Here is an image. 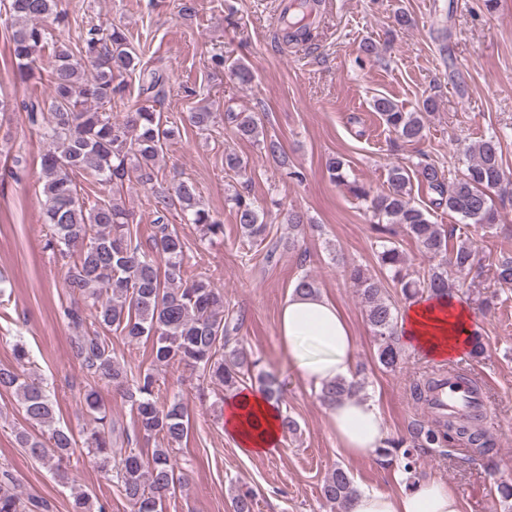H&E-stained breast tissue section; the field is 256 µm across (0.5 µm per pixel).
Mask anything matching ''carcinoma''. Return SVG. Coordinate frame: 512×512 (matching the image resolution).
Masks as SVG:
<instances>
[{
  "label": "carcinoma",
  "instance_id": "cac0c4a2",
  "mask_svg": "<svg viewBox=\"0 0 512 512\" xmlns=\"http://www.w3.org/2000/svg\"><path fill=\"white\" fill-rule=\"evenodd\" d=\"M317 0H294L289 13L280 16L282 43L307 46L316 39ZM61 0H5L4 8L13 20L11 55L19 78L26 82L34 77L40 57L53 40V26L66 21L67 11ZM50 75L52 91L43 101L23 106L29 119L39 124V135L46 145L41 156L42 194L45 197V223L50 227L47 246L61 258L78 249L76 259L65 263V284L77 297L74 305L63 311L64 318L76 328L83 327L90 311L93 332L74 338L71 347L87 377L104 381L130 399L136 410L139 434L144 439H160L163 444L144 454L134 448L118 461H112V415L101 404L96 386L83 392L86 411L93 416L86 430L83 448L95 466L108 476L133 506L134 512H161L162 504L182 487L176 472L173 453L186 437L189 420L182 402L173 400L167 406L154 399V375L146 370L132 373L112 355L105 333L115 331L131 341L145 338L152 342L155 361L177 363L224 386L229 394L250 379L269 398L280 401L282 384L278 377L257 369V361L239 346L240 324L224 317V292L206 277L184 278L185 243L167 224L157 225L152 246L145 249L133 241L130 212L102 199L88 206L77 189V180L98 176L117 189L128 174V161L138 163L141 180L153 179L154 164L165 141L174 129L166 127L162 114L151 107H138L126 112L120 122L112 120L105 106L124 100L126 84L123 75L133 72L139 60L130 40L116 24L96 25L81 36L78 53L54 52ZM143 91L152 94L153 102L166 98L165 79L153 69L142 74ZM377 112L395 139L406 142L423 138V114L435 111L436 102L428 98L416 112H405L389 98L373 100ZM46 112L49 118L38 122ZM224 123L233 126L246 138H259L257 121L230 108L224 111ZM473 157L471 164L458 177H445L433 163L419 162L415 173L433 194V205L445 208L475 224L489 228L497 224V210L492 193L508 181L503 166L501 143L490 137L466 148ZM331 180L348 187L361 200L371 199V209L378 222L374 230L380 241L378 260L392 273L405 296L412 298L426 291L443 296L456 290L458 281L449 278L469 275L475 267L470 245H449L438 225L427 212L414 204L412 182L403 167H394L388 176L386 191L370 197V191L346 179L344 162L332 157L326 163ZM230 201L242 234L248 239H265L268 225L264 212L251 198V185L239 182ZM158 220L174 209L202 227L204 233H223V225L199 206L196 188L177 181L154 196ZM404 228L415 240L420 252L429 259L440 258L426 279L414 280L404 272L405 256L391 241L394 226ZM163 260L165 271L159 272L157 260ZM349 278L365 304L367 320L377 341L376 358L380 365L395 371L403 361L396 342L395 307L384 295L382 282L360 267L349 272ZM16 364L0 366V389L13 392L20 400L26 419L35 425L49 426L47 433L17 434L21 447L49 466H59L74 455L76 440L66 427L52 426L54 404L42 382L26 373L27 351L17 342L13 346ZM435 374L426 375L411 385V396L418 402L427 400ZM357 381L335 380L324 384L320 398L328 405L358 393ZM412 444L391 440L380 449L379 462L399 461L403 471L414 476L417 452L443 444L451 450L492 454L485 430L470 422L469 416L450 417L445 422L433 420L418 423L411 431ZM13 482L7 470L0 473V512H51L47 501L31 497L22 500L4 489ZM322 497L341 509L358 494L349 472L341 466L324 478ZM253 491L235 488L233 512H254ZM72 512H107L83 492L73 496Z\"/></svg>",
  "mask_w": 512,
  "mask_h": 512
}]
</instances>
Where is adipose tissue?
Instances as JSON below:
<instances>
[{"mask_svg":"<svg viewBox=\"0 0 512 512\" xmlns=\"http://www.w3.org/2000/svg\"><path fill=\"white\" fill-rule=\"evenodd\" d=\"M475 320L458 296L425 297L404 309L399 343L433 362L463 357L471 348ZM279 343L288 365L314 387L355 375V338L341 310L330 299L289 295L281 307ZM336 442L351 458L373 457L383 448L387 428L375 403L360 397L336 402L329 412ZM224 432L247 455L264 454L281 441L280 414L258 388L240 387L224 401ZM346 512H460L459 497L447 484L422 478L398 491L370 490L348 503Z\"/></svg>","mask_w":512,"mask_h":512,"instance_id":"ef3b65f1","label":"adipose tissue"}]
</instances>
